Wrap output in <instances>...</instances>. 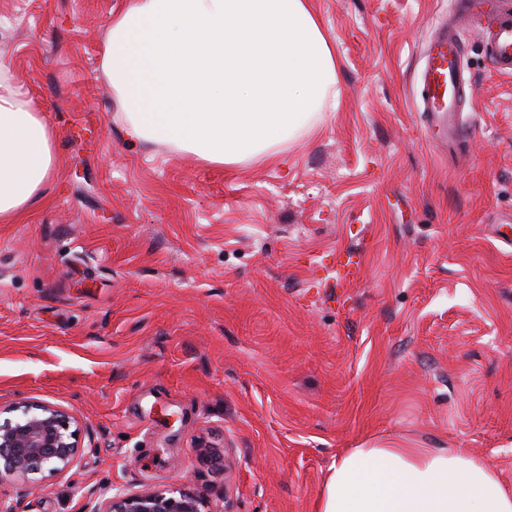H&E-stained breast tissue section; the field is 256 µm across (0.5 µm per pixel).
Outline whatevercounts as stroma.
<instances>
[{
  "instance_id": "obj_1",
  "label": "stroma",
  "mask_w": 512,
  "mask_h": 512,
  "mask_svg": "<svg viewBox=\"0 0 512 512\" xmlns=\"http://www.w3.org/2000/svg\"><path fill=\"white\" fill-rule=\"evenodd\" d=\"M122 3L0 0V54L57 131L51 202L0 224V416L53 406L81 445L0 496L317 512L337 455L388 447L460 449L512 488V77L464 33L471 136L445 155L413 103L453 0H313L338 108L231 168L126 140L101 67ZM200 498L187 489H144L128 493L116 489L94 512H201Z\"/></svg>"
}]
</instances>
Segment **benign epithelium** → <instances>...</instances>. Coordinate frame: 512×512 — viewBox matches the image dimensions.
I'll list each match as a JSON object with an SVG mask.
<instances>
[{"mask_svg": "<svg viewBox=\"0 0 512 512\" xmlns=\"http://www.w3.org/2000/svg\"><path fill=\"white\" fill-rule=\"evenodd\" d=\"M77 434L75 422L62 411L49 405L24 407L20 416L0 422V478L69 468L78 451ZM200 503L187 489H118L94 512H201Z\"/></svg>", "mask_w": 512, "mask_h": 512, "instance_id": "obj_1", "label": "benign epithelium"}]
</instances>
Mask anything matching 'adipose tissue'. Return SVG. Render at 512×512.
Wrapping results in <instances>:
<instances>
[{
	"mask_svg": "<svg viewBox=\"0 0 512 512\" xmlns=\"http://www.w3.org/2000/svg\"><path fill=\"white\" fill-rule=\"evenodd\" d=\"M103 70L131 140L206 165L279 161L339 96L334 46L311 0H123ZM56 137L0 58L1 224L48 200ZM318 512H512V491L459 449L351 448L334 461Z\"/></svg>",
	"mask_w": 512,
	"mask_h": 512,
	"instance_id": "1",
	"label": "adipose tissue"
}]
</instances>
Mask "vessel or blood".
Segmentation results:
<instances>
[{"label":"vessel or blood","mask_w":512,"mask_h":512,"mask_svg":"<svg viewBox=\"0 0 512 512\" xmlns=\"http://www.w3.org/2000/svg\"><path fill=\"white\" fill-rule=\"evenodd\" d=\"M457 12L434 27L423 49L416 87L423 131L435 147L447 146L461 134V118L474 90L463 77L462 33L470 27L482 34L496 70L512 75V5L507 0H456Z\"/></svg>","instance_id":"1"}]
</instances>
